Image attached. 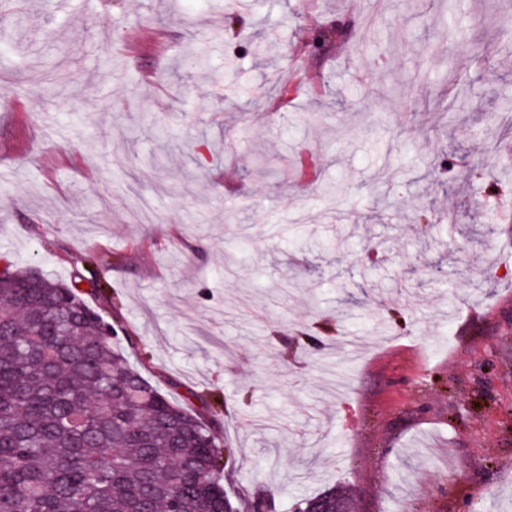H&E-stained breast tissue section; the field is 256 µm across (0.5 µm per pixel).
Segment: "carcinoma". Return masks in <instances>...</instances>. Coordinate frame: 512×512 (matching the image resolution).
<instances>
[{"mask_svg": "<svg viewBox=\"0 0 512 512\" xmlns=\"http://www.w3.org/2000/svg\"><path fill=\"white\" fill-rule=\"evenodd\" d=\"M67 285L0 272V512H224L223 425L128 364ZM309 512H352L332 487ZM275 508L259 493L234 512Z\"/></svg>", "mask_w": 512, "mask_h": 512, "instance_id": "obj_1", "label": "carcinoma"}]
</instances>
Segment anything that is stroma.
Masks as SVG:
<instances>
[{
    "label": "stroma",
    "instance_id": "stroma-1",
    "mask_svg": "<svg viewBox=\"0 0 512 512\" xmlns=\"http://www.w3.org/2000/svg\"><path fill=\"white\" fill-rule=\"evenodd\" d=\"M511 19L0 0V257L99 280L130 362L224 424L231 498L512 512ZM303 502L296 505L301 506L304 505L303 509L307 510H315V511H306L301 509V507L295 511L301 512H352V504L350 500L344 496V494L335 487L329 488L326 491L322 492L319 495L314 497L305 498L302 500Z\"/></svg>",
    "mask_w": 512,
    "mask_h": 512
}]
</instances>
